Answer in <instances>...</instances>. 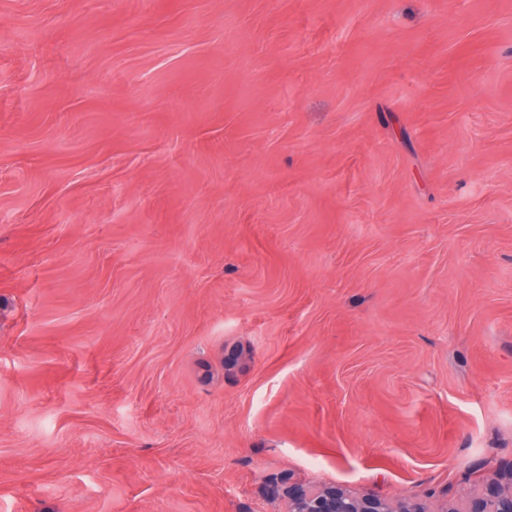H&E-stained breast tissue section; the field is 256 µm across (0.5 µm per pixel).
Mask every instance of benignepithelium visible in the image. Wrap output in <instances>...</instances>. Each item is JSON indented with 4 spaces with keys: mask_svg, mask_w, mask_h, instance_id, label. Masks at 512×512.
<instances>
[{
    "mask_svg": "<svg viewBox=\"0 0 512 512\" xmlns=\"http://www.w3.org/2000/svg\"><path fill=\"white\" fill-rule=\"evenodd\" d=\"M288 512H425L412 497L389 501L374 494H357L337 485L288 490ZM442 512H512V471H492L481 491Z\"/></svg>",
    "mask_w": 512,
    "mask_h": 512,
    "instance_id": "1",
    "label": "benign epithelium"
}]
</instances>
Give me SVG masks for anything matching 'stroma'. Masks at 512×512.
Segmentation results:
<instances>
[{
	"mask_svg": "<svg viewBox=\"0 0 512 512\" xmlns=\"http://www.w3.org/2000/svg\"><path fill=\"white\" fill-rule=\"evenodd\" d=\"M491 469L512 0H0V512Z\"/></svg>",
	"mask_w": 512,
	"mask_h": 512,
	"instance_id": "stroma-1",
	"label": "stroma"
}]
</instances>
